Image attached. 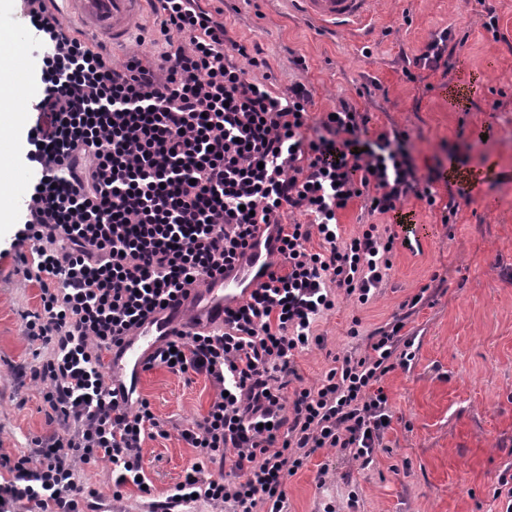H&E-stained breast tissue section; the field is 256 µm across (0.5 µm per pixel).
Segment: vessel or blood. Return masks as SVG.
Returning a JSON list of instances; mask_svg holds the SVG:
<instances>
[{"label":"vessel or blood","instance_id":"b4317fda","mask_svg":"<svg viewBox=\"0 0 512 512\" xmlns=\"http://www.w3.org/2000/svg\"><path fill=\"white\" fill-rule=\"evenodd\" d=\"M58 20H70L79 34L119 47L141 23L150 0H46ZM289 11L336 31L360 28L371 15L372 0H284ZM275 225L264 224L234 266L208 279L198 289L150 314L123 343L105 356L109 384L119 398L139 388L152 355L178 331L188 332L219 323L225 309L247 301L269 281L279 259Z\"/></svg>","mask_w":512,"mask_h":512}]
</instances>
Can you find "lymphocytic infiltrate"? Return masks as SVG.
I'll list each match as a JSON object with an SVG mask.
<instances>
[{
	"mask_svg": "<svg viewBox=\"0 0 512 512\" xmlns=\"http://www.w3.org/2000/svg\"><path fill=\"white\" fill-rule=\"evenodd\" d=\"M24 10L44 90L27 137L37 179L14 242L39 288L25 333L47 350L30 376L64 433L36 440L37 457H17L0 491L29 512H83L100 492L79 483L78 466L108 464L116 498L145 478L144 445L168 431L147 399L117 401L104 356L163 303L223 274L260 224L280 233L269 282L225 309L223 327L178 334L152 358L218 390L203 420L181 432L193 466L152 512L197 499L288 512L286 484L317 451L370 462L390 416L380 382L414 357L403 319L368 336L363 352L334 355L313 385L291 388L295 359L323 344L318 322L339 298L369 304L393 268L398 234L371 223L345 235L340 211L357 200L386 215L411 197L435 206L442 165L420 173L405 130L363 139L352 99L316 118L304 84L282 92L259 80L270 68L263 48L238 40L202 0H155L163 52L119 66L43 0H24ZM464 44L440 31L404 67L406 79L451 71ZM287 209L307 223H282Z\"/></svg>",
	"mask_w": 512,
	"mask_h": 512,
	"instance_id": "obj_1",
	"label": "lymphocytic infiltrate"
}]
</instances>
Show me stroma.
Wrapping results in <instances>:
<instances>
[{
  "label": "stroma",
  "instance_id": "stroma-1",
  "mask_svg": "<svg viewBox=\"0 0 512 512\" xmlns=\"http://www.w3.org/2000/svg\"><path fill=\"white\" fill-rule=\"evenodd\" d=\"M499 17L501 41L483 27L485 6ZM366 36L331 32L288 11L281 0H224L234 33L259 43L275 89L304 82L315 115L333 109L357 88L380 84L382 95L357 98L366 117L365 138L398 128L409 131L419 170L451 161L455 176L435 185L437 203L405 202L419 229L414 248H398L392 271L363 307L340 302L318 323L323 347L296 359L304 385L332 365L334 354L359 347L348 336L352 318L361 334L391 321L408 297L427 288L429 304L416 308L405 331L414 338L408 367L381 384L392 421L371 463L352 462L334 449L312 455L287 484L291 512H499L493 492L512 475V0H375ZM466 36L460 67L427 74L430 91L407 81L404 58L444 28ZM505 98L499 110L492 101ZM471 199L452 223L443 208L460 187ZM19 207L0 213V456L34 454L33 438L58 432L48 422L41 382L18 378L34 366L37 348L21 315L34 309L38 287L17 273L13 241ZM217 394L202 375L179 376L161 366L144 375L141 395L166 422L167 438L145 443V472L154 496L179 481L195 451L181 429L202 420ZM80 483L102 494L112 512H140L143 499L127 488L113 499L105 465L81 468Z\"/></svg>",
  "mask_w": 512,
  "mask_h": 512
}]
</instances>
